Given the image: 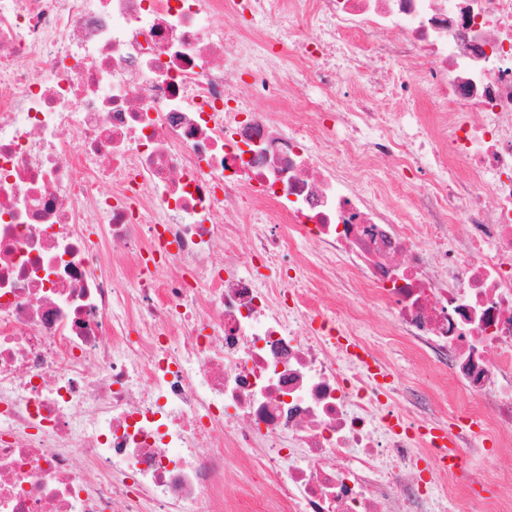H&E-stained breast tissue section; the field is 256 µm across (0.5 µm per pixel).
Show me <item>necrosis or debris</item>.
I'll return each mask as SVG.
<instances>
[{"mask_svg": "<svg viewBox=\"0 0 512 512\" xmlns=\"http://www.w3.org/2000/svg\"><path fill=\"white\" fill-rule=\"evenodd\" d=\"M243 220L289 275L216 251ZM350 284L467 407L373 378L311 299ZM480 430L512 447V0H0V512H455ZM407 109H413V112H418L422 117H427L433 113L431 111H435V105L431 99L426 97L418 98L410 105L408 104L406 106L390 101V105L386 106L385 110L383 108V112H387L388 120L393 122L396 118L400 119V114L406 112ZM422 440L431 448L434 455L435 463L441 468L456 467L460 464V460L455 448L448 442L446 432H425Z\"/></svg>", "mask_w": 512, "mask_h": 512, "instance_id": "necrosis-or-debris-1", "label": "necrosis or debris"}]
</instances>
